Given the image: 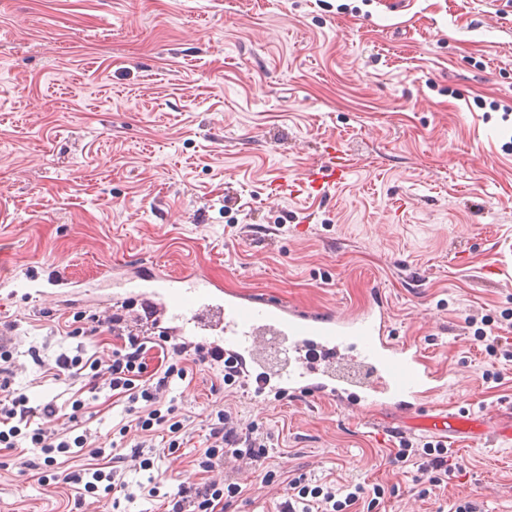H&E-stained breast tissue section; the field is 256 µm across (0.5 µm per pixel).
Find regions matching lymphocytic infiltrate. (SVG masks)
<instances>
[{
	"label": "lymphocytic infiltrate",
	"instance_id": "obj_1",
	"mask_svg": "<svg viewBox=\"0 0 512 512\" xmlns=\"http://www.w3.org/2000/svg\"><path fill=\"white\" fill-rule=\"evenodd\" d=\"M107 331L122 341L119 349L108 356L78 352L73 356L60 355L56 361L55 381L70 383L83 378L89 392L108 387L117 396L125 398L129 418L119 424L120 436L135 435L130 452L104 448L96 444L90 432L79 429V413L85 402L73 397L71 410L61 413L56 401L31 405L27 394L13 388L11 378L15 362L11 352H0V449L14 450L23 446L39 450V460L17 457L20 471H39L41 483L59 482L69 487L75 508L86 506L88 499L98 493L117 494L127 503H134L138 494L155 498L160 496L157 486H140L131 491L125 479L132 470H150L155 458L172 455L184 444V424L170 399L173 379L185 378L187 364H195L218 371L225 387L239 384V371L223 352L203 350L187 344L169 343L166 336L152 338L129 331L122 309H113L105 320H92L87 335ZM157 348L161 364L148 370L145 355L149 348ZM61 417L60 427L34 426V419ZM161 436L163 446H155L154 436ZM267 445L255 423H242L230 412L217 410L209 424L205 448L191 461L202 479L191 485L180 486L175 495L163 498V512H225L228 505L242 496V488L225 481L224 467L232 462L251 466L263 485L274 483L276 474L265 465ZM395 462L412 464L416 480H427L431 485L447 481L453 473L452 454L443 446L415 447L401 441ZM286 499L280 512H296L295 501L308 497L323 499L331 512H344L353 505L355 494L338 500L334 488L309 486L306 475L289 478Z\"/></svg>",
	"mask_w": 512,
	"mask_h": 512
}]
</instances>
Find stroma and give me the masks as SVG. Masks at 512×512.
I'll return each instance as SVG.
<instances>
[{"label":"stroma","instance_id":"obj_1","mask_svg":"<svg viewBox=\"0 0 512 512\" xmlns=\"http://www.w3.org/2000/svg\"><path fill=\"white\" fill-rule=\"evenodd\" d=\"M512 0H0V323L19 325L14 385L64 405L68 327L103 292L39 303L12 280L45 268L90 278L118 264L202 270L218 295L356 312L388 304L393 335L453 373L435 408L512 420V361L468 318L512 341ZM350 165L300 188L331 151ZM246 224L264 232L244 235ZM39 359H32V352ZM171 394L181 457L152 472L175 494L206 420L224 407L270 436L267 464L385 495L350 512H512V444L450 442L457 470L422 487L393 466L401 423L365 402L225 391L194 368ZM124 402L81 418L108 447ZM0 450V512H65L68 490ZM227 512H278L279 487L227 470ZM348 168L342 161H331L326 165L311 169L302 181V188L309 194L320 192L326 185L341 182L346 178Z\"/></svg>","mask_w":512,"mask_h":512}]
</instances>
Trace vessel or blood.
Listing matches in <instances>:
<instances>
[{
    "instance_id": "obj_1",
    "label": "vessel or blood",
    "mask_w": 512,
    "mask_h": 512,
    "mask_svg": "<svg viewBox=\"0 0 512 512\" xmlns=\"http://www.w3.org/2000/svg\"><path fill=\"white\" fill-rule=\"evenodd\" d=\"M347 173L344 162L332 161L311 169L302 187L318 192L344 180ZM105 280L114 293L131 300L134 329L154 335L163 327L171 341L194 336L201 345L223 350L243 363L245 386L259 393L302 392L319 375L326 391L335 381L364 389L367 399L390 411L410 431L450 440L491 434L512 441V422L491 427L482 416L424 405V397L445 386L447 375L411 345L395 341L385 303L338 314L237 296L224 299L214 294L207 276L194 270L150 277L116 271L106 274ZM271 336L287 339V363H269Z\"/></svg>"
}]
</instances>
